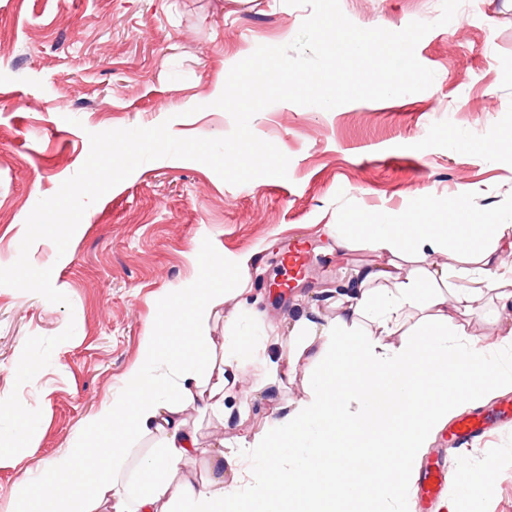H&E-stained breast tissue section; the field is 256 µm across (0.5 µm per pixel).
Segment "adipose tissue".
<instances>
[{"mask_svg": "<svg viewBox=\"0 0 512 512\" xmlns=\"http://www.w3.org/2000/svg\"><path fill=\"white\" fill-rule=\"evenodd\" d=\"M442 214V224L426 207L410 223L393 214L328 225L337 249L360 241L380 262L362 270L341 314L298 322L292 333L299 342L287 358L265 359L275 379L306 370L313 350L325 363L309 377V399L276 419L264 439L243 435L230 449H210L213 460L229 466L230 483L176 481L180 465L201 453L183 414L201 406L228 417L238 360L265 351L268 334L257 326L258 313L238 304L224 318L223 363L211 364L209 324L226 297L199 281L170 306L189 315L186 352L148 332L123 393L90 420L102 449L73 442L38 476L18 483L9 512H97L108 495L114 512H242L246 502L252 512H389L458 404L512 388V326L495 352L481 337L465 336L458 321L486 292L501 308L512 307V269L499 262L501 253H512V219L487 225L489 244L462 241L448 265L435 257L448 248L449 225L468 213L453 203ZM403 260L421 264V275L400 276ZM414 311L420 318L413 324ZM402 331L406 341L383 344ZM152 430L163 434L161 451L139 459L150 481L136 493L123 478L129 443Z\"/></svg>", "mask_w": 512, "mask_h": 512, "instance_id": "1", "label": "adipose tissue"}]
</instances>
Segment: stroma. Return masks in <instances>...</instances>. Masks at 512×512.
<instances>
[{
  "instance_id": "35a3bbf8",
  "label": "stroma",
  "mask_w": 512,
  "mask_h": 512,
  "mask_svg": "<svg viewBox=\"0 0 512 512\" xmlns=\"http://www.w3.org/2000/svg\"><path fill=\"white\" fill-rule=\"evenodd\" d=\"M340 5L357 26L391 31L441 12L440 0ZM463 8L466 29L435 28L416 47L435 73L429 89L331 110L277 102L256 114L251 129L289 157L287 178L235 186L197 161L147 162L87 209L65 254L47 239L31 246V264L51 268L71 304L0 286V399L15 391L42 412L31 445L0 459V512L17 483L69 443H94L88 418L121 392L147 331L166 346L185 345L186 315L166 311L184 284L202 280L225 289L226 307L259 309L263 325L277 329L268 348L276 358L287 355L295 322L334 318L337 284L378 261L360 244L337 252L322 225L383 212L410 220L424 202L462 201L473 222L449 230L454 243L512 212V149L489 147L499 129H512V0H464ZM310 13L284 0H0V267L17 259L35 204L85 162L89 133L166 121L180 138L229 134L233 121L214 102L231 68L258 46L291 42ZM297 243L308 250L299 274L284 266ZM246 253L264 280L234 278L229 262ZM70 323L74 337L15 387L27 338ZM464 325L497 346V301L480 299ZM239 373L242 414L185 412L199 447L264 434L309 397L304 373L268 383L249 358ZM447 461L471 474L496 465L492 484L457 488L455 512H512V426L454 450L440 431L403 489L401 512H435L419 497L418 472Z\"/></svg>"
}]
</instances>
